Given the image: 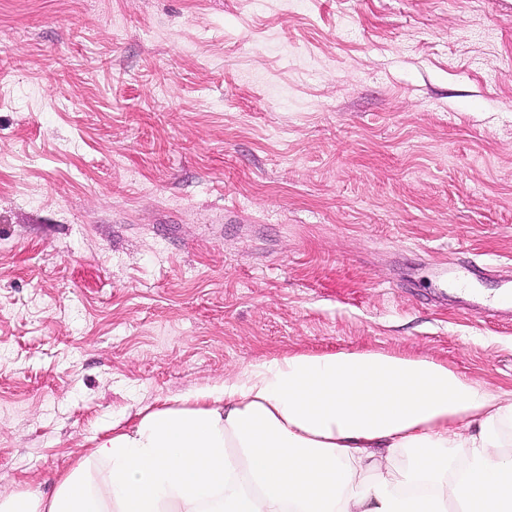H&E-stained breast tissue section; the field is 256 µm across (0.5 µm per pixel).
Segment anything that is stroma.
<instances>
[{
  "label": "stroma",
  "instance_id": "1",
  "mask_svg": "<svg viewBox=\"0 0 512 512\" xmlns=\"http://www.w3.org/2000/svg\"><path fill=\"white\" fill-rule=\"evenodd\" d=\"M511 286L512 0H0V492L257 358L510 391Z\"/></svg>",
  "mask_w": 512,
  "mask_h": 512
}]
</instances>
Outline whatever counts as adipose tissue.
I'll list each match as a JSON object with an SVG mask.
<instances>
[{
  "instance_id": "obj_1",
  "label": "adipose tissue",
  "mask_w": 512,
  "mask_h": 512,
  "mask_svg": "<svg viewBox=\"0 0 512 512\" xmlns=\"http://www.w3.org/2000/svg\"><path fill=\"white\" fill-rule=\"evenodd\" d=\"M508 435L512 391L428 357L261 358L114 426L52 495L0 512H512Z\"/></svg>"
}]
</instances>
